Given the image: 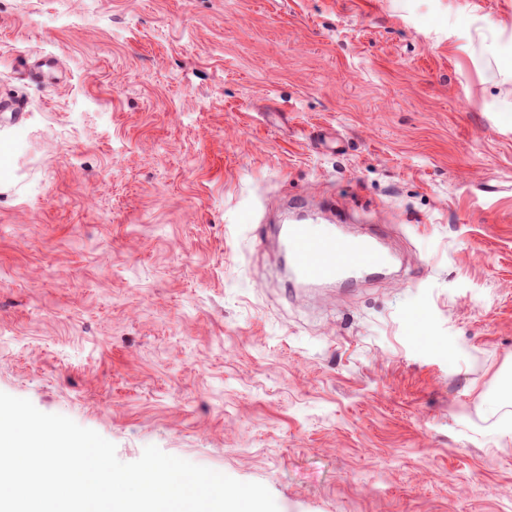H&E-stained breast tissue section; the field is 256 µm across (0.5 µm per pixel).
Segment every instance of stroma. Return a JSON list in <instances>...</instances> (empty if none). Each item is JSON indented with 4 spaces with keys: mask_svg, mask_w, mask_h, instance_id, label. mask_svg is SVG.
<instances>
[{
    "mask_svg": "<svg viewBox=\"0 0 512 512\" xmlns=\"http://www.w3.org/2000/svg\"><path fill=\"white\" fill-rule=\"evenodd\" d=\"M0 391L279 512H512V0H0ZM385 275L292 288L284 198Z\"/></svg>",
    "mask_w": 512,
    "mask_h": 512,
    "instance_id": "1",
    "label": "stroma"
}]
</instances>
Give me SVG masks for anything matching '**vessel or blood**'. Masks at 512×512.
<instances>
[{"mask_svg": "<svg viewBox=\"0 0 512 512\" xmlns=\"http://www.w3.org/2000/svg\"><path fill=\"white\" fill-rule=\"evenodd\" d=\"M288 255L291 285L333 284L351 288L384 274L390 255L379 235L342 237L314 234L310 224H285L277 229Z\"/></svg>", "mask_w": 512, "mask_h": 512, "instance_id": "1", "label": "vessel or blood"}]
</instances>
